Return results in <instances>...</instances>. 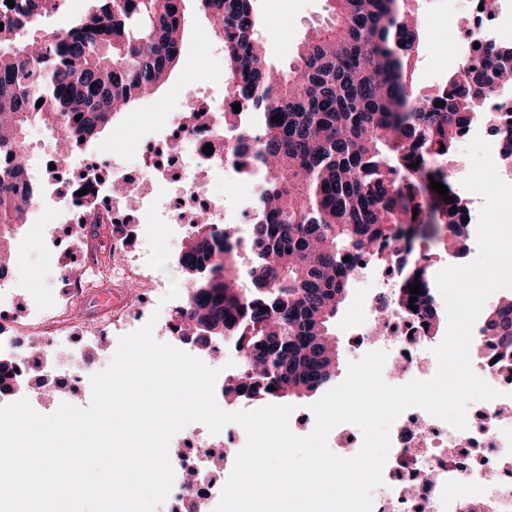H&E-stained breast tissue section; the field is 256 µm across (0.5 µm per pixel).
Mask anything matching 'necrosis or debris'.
I'll return each instance as SVG.
<instances>
[{
  "instance_id": "4bbe7bcc",
  "label": "necrosis or debris",
  "mask_w": 512,
  "mask_h": 512,
  "mask_svg": "<svg viewBox=\"0 0 512 512\" xmlns=\"http://www.w3.org/2000/svg\"><path fill=\"white\" fill-rule=\"evenodd\" d=\"M480 0H448L449 10L463 15L465 24L457 28L453 53L455 66L449 76L489 63V48L494 44L512 43V9H480ZM241 97L228 92L223 97H203L199 103L205 119L188 122L179 119L171 133L151 144L141 168L113 170L112 181L122 187L111 194L98 189L99 210L112 223L111 250L102 252L87 245L79 253L84 276L62 273L61 288L49 306L33 305L26 318H19L10 308L0 309V359L11 360L17 376H25L34 358H42L48 375L63 374L57 384L56 397L71 398L85 386L86 360L83 351L70 345L76 325L71 315L88 289L102 285L111 276L116 288H131L137 303L118 305L110 310L103 323L87 326L90 347L103 343L112 325L125 321L132 307L146 309L162 291L161 284L148 272L135 252L145 224L172 225L179 236H187L192 215L206 210L217 226L239 227L257 223L254 199L227 205L225 199H206L209 183L222 178L240 183L253 174L256 135L240 139L239 129L249 124V115H228ZM225 113L224 123H215L218 113ZM512 127V113L502 108L497 95L480 102V116L462 133L463 139L481 136L492 147L500 178L512 184V151L503 139ZM212 153H205V146ZM175 184V192L159 194V186ZM124 254L120 265H112L110 253ZM391 256L384 263L358 259L353 264L355 276L381 272L375 300L358 324L356 336L361 346L383 350L387 358L382 370L384 381L402 386L414 380H428L435 374L434 347L436 331L427 329L423 320L405 308L381 311V298L401 293L405 288L407 264L398 245H391ZM473 372L498 390L499 396L481 402L467 412V427L453 428L447 422L419 407L405 410L392 424L389 454L381 485L372 492L373 512H512V356L497 359L492 340L473 333L470 345ZM196 453H178L171 460L174 483L172 500L207 497L200 484H188L184 473L214 471L216 460L207 438L193 436Z\"/></svg>"
}]
</instances>
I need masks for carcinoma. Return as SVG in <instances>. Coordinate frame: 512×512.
Returning <instances> with one entry per match:
<instances>
[{
    "mask_svg": "<svg viewBox=\"0 0 512 512\" xmlns=\"http://www.w3.org/2000/svg\"><path fill=\"white\" fill-rule=\"evenodd\" d=\"M14 2L0 30V280L13 274L29 206L48 184L61 185L60 194L68 187L56 171L29 180V129L43 126L65 144L66 162L112 125L118 104L156 93L178 66L187 0H95L66 29L41 27L64 0ZM196 2L215 21L209 37L224 47L227 75L243 85L261 131L260 221L233 234L195 213L177 257L186 296L173 318L182 332L194 328L202 348L236 341L241 366L224 395L310 397L339 365L332 323L355 280L343 258L380 262L385 243L443 235L453 255L463 254L464 199L450 188L453 202H445L430 180L448 185L440 160L476 119L480 100L512 75V48L493 52L491 67L422 91L411 76L419 32L397 0H326L327 15L282 69L267 61L251 0ZM100 183H112L110 171L86 173L88 192L75 197L90 217L79 225L83 239L98 236ZM407 276L420 284L416 314L439 324L429 258ZM482 332L512 350V301L485 313ZM23 382L0 360V394Z\"/></svg>",
    "mask_w": 512,
    "mask_h": 512,
    "instance_id": "1",
    "label": "carcinoma"
}]
</instances>
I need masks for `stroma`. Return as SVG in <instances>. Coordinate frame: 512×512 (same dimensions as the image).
Masks as SVG:
<instances>
[{
    "label": "stroma",
    "instance_id": "35a3bbf8",
    "mask_svg": "<svg viewBox=\"0 0 512 512\" xmlns=\"http://www.w3.org/2000/svg\"><path fill=\"white\" fill-rule=\"evenodd\" d=\"M253 7L261 19L258 34L266 42L270 63L276 67L288 65L312 24L326 14L325 0H253ZM411 8L420 19V45L413 62L412 81L417 87L430 88L448 77L453 31L460 19L449 13L448 0H413ZM186 13L181 61L169 84L140 100L131 111L117 115L112 128L92 144L93 153L107 160L117 155L126 166H138L154 129L170 123L182 112L177 93L180 84L224 75V59L209 58L198 49L199 36L209 31L211 19L198 10L194 0H188ZM76 241L73 225L56 223L50 214L44 223L23 228L16 240L15 268L9 281L14 313L27 315L32 304L52 300L66 263L63 251ZM376 284L373 278L353 282L336 315L333 330L342 349L337 380L345 379L349 363L360 361L365 355L364 349L350 346L348 339L369 305Z\"/></svg>",
    "mask_w": 512,
    "mask_h": 512
}]
</instances>
